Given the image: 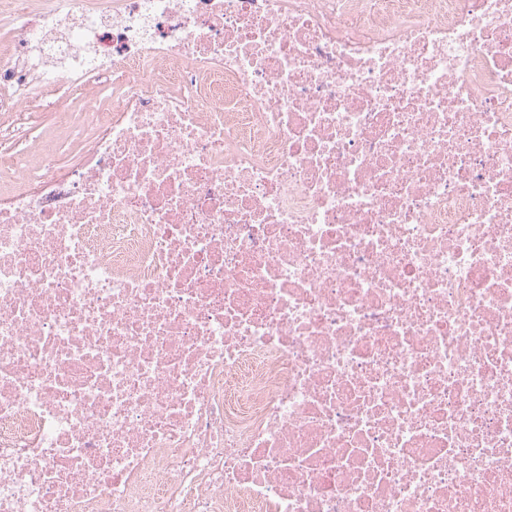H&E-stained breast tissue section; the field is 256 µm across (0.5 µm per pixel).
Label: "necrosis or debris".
Instances as JSON below:
<instances>
[{"mask_svg":"<svg viewBox=\"0 0 512 512\" xmlns=\"http://www.w3.org/2000/svg\"><path fill=\"white\" fill-rule=\"evenodd\" d=\"M0 185V512H512V0H0Z\"/></svg>","mask_w":512,"mask_h":512,"instance_id":"obj_1","label":"necrosis or debris"}]
</instances>
